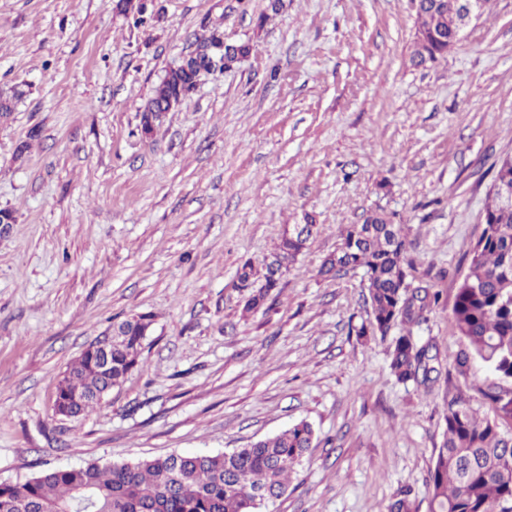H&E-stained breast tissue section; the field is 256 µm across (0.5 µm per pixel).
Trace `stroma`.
Instances as JSON below:
<instances>
[{
  "mask_svg": "<svg viewBox=\"0 0 512 512\" xmlns=\"http://www.w3.org/2000/svg\"><path fill=\"white\" fill-rule=\"evenodd\" d=\"M0 0V482L47 469L244 448L304 419L317 440L269 512H429L461 347L458 282L512 155V0H489L447 57L415 67L414 0ZM213 30L251 45L140 130L165 74ZM28 149H21V142ZM382 208L407 225L423 321L360 337L361 273L323 261ZM318 232L248 312L236 271L288 224ZM149 312L141 361L88 415L56 414V384L114 318ZM436 359L396 381L394 336Z\"/></svg>",
  "mask_w": 512,
  "mask_h": 512,
  "instance_id": "obj_1",
  "label": "stroma"
}]
</instances>
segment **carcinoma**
I'll use <instances>...</instances> for the list:
<instances>
[{
  "instance_id": "1",
  "label": "carcinoma",
  "mask_w": 512,
  "mask_h": 512,
  "mask_svg": "<svg viewBox=\"0 0 512 512\" xmlns=\"http://www.w3.org/2000/svg\"><path fill=\"white\" fill-rule=\"evenodd\" d=\"M418 28L410 61L434 63L459 41L450 0H418ZM251 53L245 42H228L217 30L195 35V49L166 73L141 115L149 134L163 114L197 87L202 74L230 70ZM512 188V156L497 165L485 205V228L471 251L469 271L459 282L452 315L461 348L455 371L468 377L471 361H481L488 375L477 387L502 420L512 421V205L503 204L498 188ZM393 213H374L346 228L340 247L322 263L333 278L363 271L372 317L356 335H386L397 324L419 322L437 295L411 292L412 265L405 263V225ZM316 225L299 233L283 229L277 250L263 271L245 261L236 272V288L245 292L244 310H269L280 278L272 270L295 263ZM154 324L149 312L112 325L107 351L91 343L57 383L55 411L80 418L100 404L139 366L143 342ZM428 345L403 334L393 339L390 370L400 382L426 384L435 368ZM314 431L300 421L246 448L221 454L167 456L90 463L49 469L23 484L0 483V512H266L288 489V478L301 465ZM430 512H512V434L481 419L458 393L448 400L445 433L431 471Z\"/></svg>"
}]
</instances>
